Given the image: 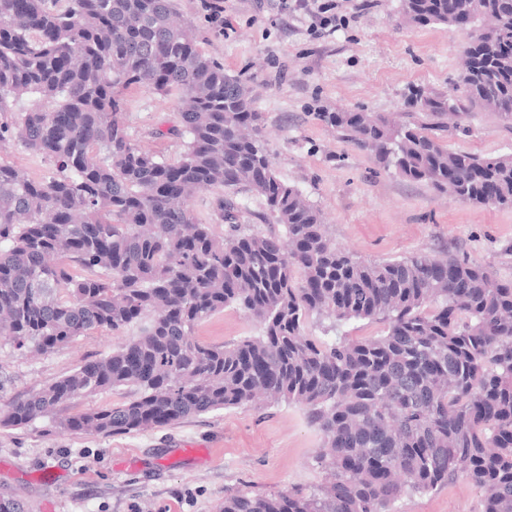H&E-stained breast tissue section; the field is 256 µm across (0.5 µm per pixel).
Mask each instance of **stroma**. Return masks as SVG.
Wrapping results in <instances>:
<instances>
[{"label": "stroma", "mask_w": 512, "mask_h": 512, "mask_svg": "<svg viewBox=\"0 0 512 512\" xmlns=\"http://www.w3.org/2000/svg\"><path fill=\"white\" fill-rule=\"evenodd\" d=\"M213 19L203 0H178L198 45L228 75L251 88L280 179L321 212L328 236L368 261L413 252H453L512 279V210L476 206L383 171L367 152L342 141L319 118L336 110L393 113L411 88L452 93L465 39L442 25L413 27L400 0H336L333 31L285 13L276 0H222ZM128 131L168 159L184 149L172 135L178 101L145 87L124 93ZM467 131L439 132L449 149L512 154V127L472 111ZM260 332L234 307L200 323L196 340L228 345ZM96 330L50 355L18 351L0 340V406L111 354L137 335ZM121 386L74 398L57 414L19 429L0 428V499L24 512H217L225 496L273 495L315 487L321 431L296 403L221 409L176 424L108 437L61 428L73 416L132 399ZM482 492L465 477L425 494L405 496L398 512H479Z\"/></svg>", "instance_id": "stroma-1"}]
</instances>
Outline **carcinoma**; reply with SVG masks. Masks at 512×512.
<instances>
[{
	"instance_id": "1",
	"label": "carcinoma",
	"mask_w": 512,
	"mask_h": 512,
	"mask_svg": "<svg viewBox=\"0 0 512 512\" xmlns=\"http://www.w3.org/2000/svg\"><path fill=\"white\" fill-rule=\"evenodd\" d=\"M176 13V0H0V142L56 170L34 180L0 163V339L49 355L146 320L112 354L0 408V428L121 386L137 397L58 424L132 433L266 397L306 408L328 480L230 495L220 512H396L403 496L459 475L483 491L480 512H512V280L448 252L365 261L337 247L320 211L278 177L246 84ZM400 13L465 36L460 94L413 88L402 122L320 119L404 180L512 209V154L452 151L432 134L465 130L473 107L512 125V0H401ZM132 86L178 96V158L131 137L122 93ZM23 96L34 104L17 112ZM240 186L283 233L247 232V206L222 193L213 223L199 222L194 194ZM230 305L261 334L193 338ZM312 315L329 321L322 338L307 332ZM352 319L387 332L336 335Z\"/></svg>"
}]
</instances>
